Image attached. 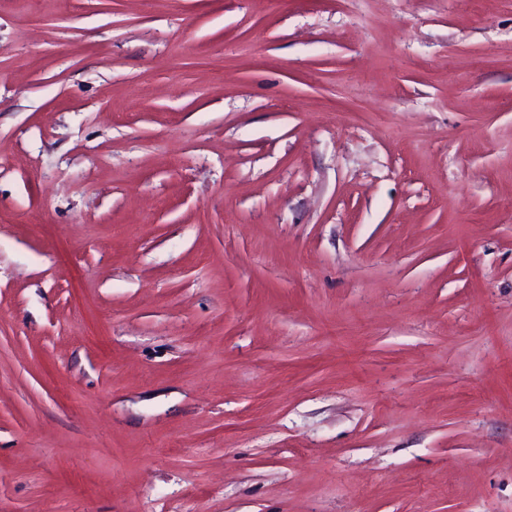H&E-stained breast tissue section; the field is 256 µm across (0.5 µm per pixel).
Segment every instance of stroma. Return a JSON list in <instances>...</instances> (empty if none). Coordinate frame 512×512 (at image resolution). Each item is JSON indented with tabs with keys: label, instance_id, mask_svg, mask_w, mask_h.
Listing matches in <instances>:
<instances>
[{
	"label": "stroma",
	"instance_id": "stroma-1",
	"mask_svg": "<svg viewBox=\"0 0 512 512\" xmlns=\"http://www.w3.org/2000/svg\"><path fill=\"white\" fill-rule=\"evenodd\" d=\"M0 512H512V0H0Z\"/></svg>",
	"mask_w": 512,
	"mask_h": 512
}]
</instances>
